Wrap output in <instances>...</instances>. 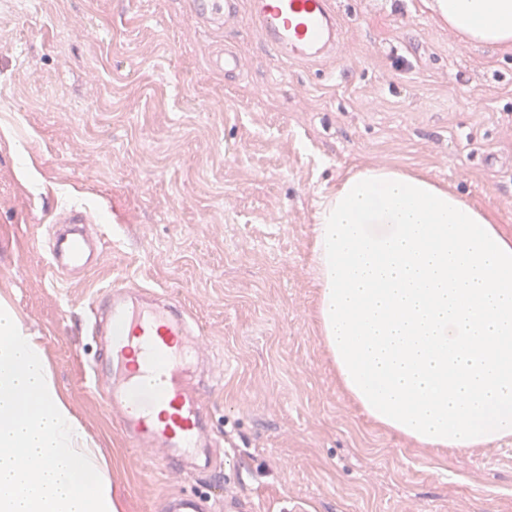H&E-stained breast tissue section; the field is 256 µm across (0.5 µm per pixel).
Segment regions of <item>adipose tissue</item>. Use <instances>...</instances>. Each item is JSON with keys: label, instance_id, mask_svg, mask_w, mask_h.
<instances>
[{"label": "adipose tissue", "instance_id": "ef3b65f1", "mask_svg": "<svg viewBox=\"0 0 512 512\" xmlns=\"http://www.w3.org/2000/svg\"><path fill=\"white\" fill-rule=\"evenodd\" d=\"M466 40L512 45V0H436ZM319 324L338 379L427 448L512 437V234L429 177L348 176L314 227Z\"/></svg>", "mask_w": 512, "mask_h": 512}]
</instances>
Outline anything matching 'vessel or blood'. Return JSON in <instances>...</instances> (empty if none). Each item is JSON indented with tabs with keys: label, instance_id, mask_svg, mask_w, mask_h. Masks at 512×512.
Segmentation results:
<instances>
[{
	"label": "vessel or blood",
	"instance_id": "b4317fda",
	"mask_svg": "<svg viewBox=\"0 0 512 512\" xmlns=\"http://www.w3.org/2000/svg\"><path fill=\"white\" fill-rule=\"evenodd\" d=\"M199 25L223 29L247 9L266 46L281 60L315 62L334 54L342 27L334 0H192ZM49 264L57 274L91 267L88 210L72 208L52 218ZM87 329L102 336L91 371L107 369L112 387L106 403L112 421L138 448L150 450L165 468L195 455L202 441L204 401L189 366L202 352V332L182 304L155 291L113 283L98 294ZM166 512H207L197 494L170 498Z\"/></svg>",
	"mask_w": 512,
	"mask_h": 512
}]
</instances>
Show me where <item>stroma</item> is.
Returning a JSON list of instances; mask_svg holds the SVG:
<instances>
[{"label":"stroma","mask_w":512,"mask_h":512,"mask_svg":"<svg viewBox=\"0 0 512 512\" xmlns=\"http://www.w3.org/2000/svg\"><path fill=\"white\" fill-rule=\"evenodd\" d=\"M335 60L287 64L248 16L197 30L186 0H0V299L41 344L120 512L196 491L225 512H512V438L421 447L348 398L318 330L313 224L350 174L422 173L512 232V47L453 35L433 0H341ZM234 46L244 70L207 60ZM83 207L101 257L45 256ZM202 329L209 465L163 470L112 423L87 366L113 282Z\"/></svg>","instance_id":"obj_1"}]
</instances>
